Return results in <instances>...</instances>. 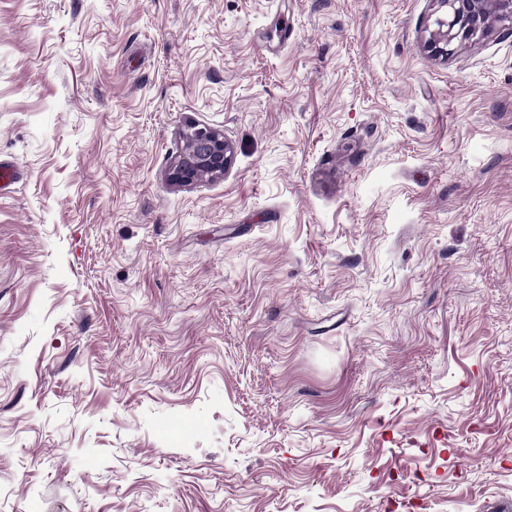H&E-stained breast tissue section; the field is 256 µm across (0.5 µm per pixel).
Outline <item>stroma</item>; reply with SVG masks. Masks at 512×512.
Here are the masks:
<instances>
[{"label":"stroma","mask_w":512,"mask_h":512,"mask_svg":"<svg viewBox=\"0 0 512 512\" xmlns=\"http://www.w3.org/2000/svg\"><path fill=\"white\" fill-rule=\"evenodd\" d=\"M431 13L0 0V512L512 504V19ZM436 15L428 26L425 45L436 56H448L455 41L484 35L494 17L512 18V0H433ZM432 27V28H431ZM186 145L168 168L169 182L191 186L207 179L223 177L231 162V149L224 135L209 127L190 126Z\"/></svg>","instance_id":"obj_1"}]
</instances>
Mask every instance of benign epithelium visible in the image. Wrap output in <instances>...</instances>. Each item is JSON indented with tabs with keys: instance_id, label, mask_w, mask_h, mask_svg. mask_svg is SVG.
Wrapping results in <instances>:
<instances>
[{
	"instance_id": "benign-epithelium-1",
	"label": "benign epithelium",
	"mask_w": 512,
	"mask_h": 512,
	"mask_svg": "<svg viewBox=\"0 0 512 512\" xmlns=\"http://www.w3.org/2000/svg\"><path fill=\"white\" fill-rule=\"evenodd\" d=\"M435 18L427 28L425 45L436 56H448L456 41L487 33L493 18H512V0H433ZM186 148L168 168L169 182L191 186L224 176L231 162V149L224 134L209 128L191 126L185 132Z\"/></svg>"
}]
</instances>
